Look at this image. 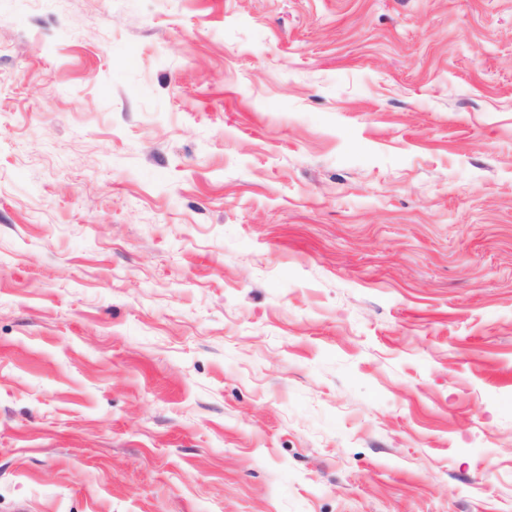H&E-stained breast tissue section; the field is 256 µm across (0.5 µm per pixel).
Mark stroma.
<instances>
[{
  "mask_svg": "<svg viewBox=\"0 0 512 512\" xmlns=\"http://www.w3.org/2000/svg\"><path fill=\"white\" fill-rule=\"evenodd\" d=\"M512 512V0H0V512Z\"/></svg>",
  "mask_w": 512,
  "mask_h": 512,
  "instance_id": "stroma-1",
  "label": "stroma"
}]
</instances>
